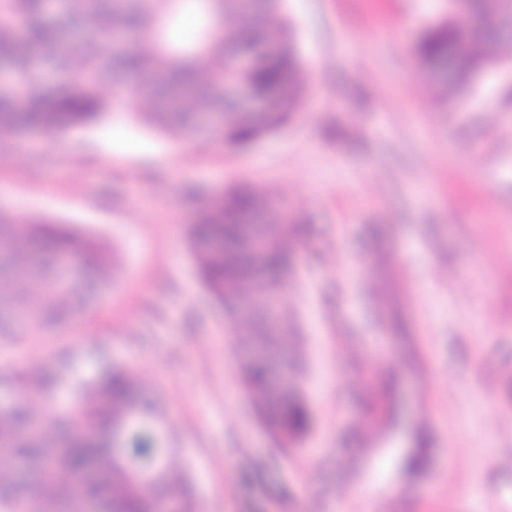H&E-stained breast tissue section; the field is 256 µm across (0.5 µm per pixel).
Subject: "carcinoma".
<instances>
[{
	"label": "carcinoma",
	"mask_w": 512,
	"mask_h": 512,
	"mask_svg": "<svg viewBox=\"0 0 512 512\" xmlns=\"http://www.w3.org/2000/svg\"><path fill=\"white\" fill-rule=\"evenodd\" d=\"M282 0H0V68L24 89H0V143L28 134L57 135L103 120L115 107L116 87L141 125L205 152L217 137L248 142L297 117L309 90L294 28ZM198 20L190 41L171 37L181 15ZM90 43L66 51L69 32ZM512 45V0H448L446 14L429 25L415 47L423 68L458 48L457 78L442 76L435 93L446 105L470 89V72L500 61ZM253 57L242 71L240 55ZM47 69L72 75L48 86ZM244 83L253 98L277 106L249 115L225 85ZM276 195L237 184L210 198L188 227L198 276L224 305L232 348L262 344L288 351V324H266L267 293L279 285L310 236L307 221L281 211L268 223L263 204ZM266 239L261 257L249 238ZM75 259L63 278L57 261ZM112 281L106 243L40 219L0 213V347L20 344L30 332L70 321L82 289ZM81 349L56 355L45 371L0 370V386L36 392L49 407L37 417L20 399L0 408V512H85L91 499H106L112 512H199L189 475L168 467L174 429L157 398L139 387L134 373L108 365L84 374ZM239 379L258 406H274L260 424L280 446L306 433L305 403L272 389L261 364L239 366ZM39 466L38 488L16 480L13 459ZM93 464L98 480L78 481Z\"/></svg>",
	"instance_id": "obj_1"
}]
</instances>
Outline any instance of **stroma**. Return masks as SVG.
<instances>
[{
    "label": "stroma",
    "instance_id": "obj_1",
    "mask_svg": "<svg viewBox=\"0 0 512 512\" xmlns=\"http://www.w3.org/2000/svg\"><path fill=\"white\" fill-rule=\"evenodd\" d=\"M442 4L284 0L308 98L240 147L197 153L123 112L0 144V210L71 225L113 262L70 327L0 352V368L80 342L133 367L169 413L170 464L203 512H512V53L441 107L413 47ZM241 182L312 219L317 255L280 283L287 366L313 415L286 453L237 377L187 235L211 194ZM378 417L404 446L356 491L347 469Z\"/></svg>",
    "mask_w": 512,
    "mask_h": 512
}]
</instances>
